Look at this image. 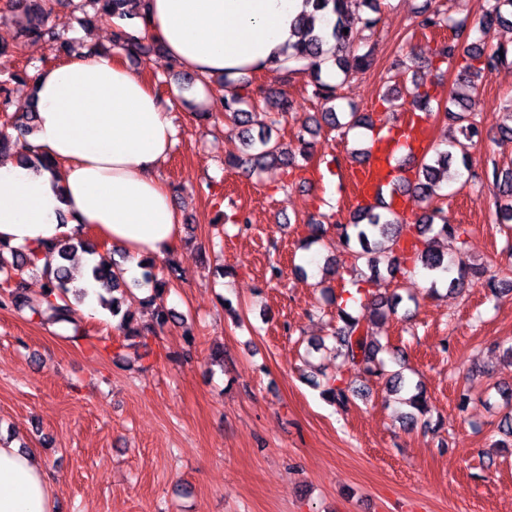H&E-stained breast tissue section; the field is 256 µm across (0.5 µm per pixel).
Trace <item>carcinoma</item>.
I'll return each instance as SVG.
<instances>
[{"mask_svg":"<svg viewBox=\"0 0 512 512\" xmlns=\"http://www.w3.org/2000/svg\"><path fill=\"white\" fill-rule=\"evenodd\" d=\"M135 0H79V8L91 7L95 12L110 19L114 16L126 15L125 7ZM316 12L330 13L335 17L328 30L316 29L312 15H303L296 20L295 32L297 40L291 45L288 57L281 61L271 62L270 70L282 71L286 74L301 68L309 72L316 98L328 104L327 111L322 113L324 123L338 131L342 140L355 129H371L374 119L371 114L350 109L345 116L338 117L332 103L337 100L336 86L325 81L322 76L321 63L332 60L336 71L347 77L355 72L363 71L372 64V50L359 54L354 46L360 42L364 31L374 30L380 23L377 0H364L369 12L352 15L348 10V0H306ZM13 9L21 14V25L18 32L17 48L24 47L30 41L47 39L55 42L57 38L47 27L48 16L52 10L49 0H12ZM512 14V0H493L490 9L482 20L484 34H489L494 26L503 23V12ZM425 30L450 28L455 38L443 42L436 50V57L441 61H452L463 56L465 64L461 66L459 80L466 83L472 90L478 87L500 66L509 62V49L500 46L491 53L485 54L484 49L472 43L462 46V26L451 23L449 17L436 11L424 16L419 22ZM348 32H343V29ZM59 42V41H57ZM115 42L130 55H143L150 48L141 42V38L128 34L115 33ZM74 47L65 41L59 42L58 52L69 56ZM214 83L222 88L231 87L234 93L221 97L224 116L210 112L199 113V118L213 125L220 120L227 121L232 129L238 132L245 146L246 158L228 155L224 159L227 168H243L248 172L264 170L269 166L290 167L295 153L288 144L273 136V131L282 122L288 120V113L294 111L295 104L283 94H275L263 86H252V82L229 80L221 76ZM403 111L428 113L431 111L433 96L426 82L412 74L410 83H402L400 96ZM8 90L0 84V111L4 114V122L17 129L21 135L30 132V122L37 112V100L31 99L29 109L25 113V122L21 123L17 116L8 111ZM476 106L473 99L461 97L457 93L448 94L443 104L446 114L460 122L463 140L457 141L461 152L462 164H468L465 151L466 144L480 135L471 114ZM321 130V124L310 126L309 120L302 121L296 133V141L302 156L308 157L313 142L306 139ZM10 150L16 152L19 161L32 165L36 163L32 147L25 141H12L0 135V154ZM453 160V152L437 148L425 149L420 157L414 179L409 181L402 177L399 186L412 188V199L428 204L423 213L415 216L410 223L394 209V202L385 199L383 191H378L374 202L359 204L354 210L350 223L335 224V249L343 259L332 255L325 259L323 274L344 280L341 292L348 288L356 289L359 295L360 312L349 313L337 304V296L332 289H324L326 300L336 304L338 325L332 338L342 359L343 369L333 375L325 376L322 383V395L340 407L346 406L350 397L359 394L353 386L352 374H363L368 377L386 379L385 386L393 392L411 388V382L401 370L388 372L385 363L378 358L383 346L369 331L371 325L386 318L401 302L402 297L394 292L390 295L375 291L381 280L396 279L397 275L417 267L426 271L431 277V288H436L437 275L448 271V260L437 248L440 238H454L460 245H466L467 228L462 224L448 223V215L440 207H431L429 203L439 196L441 184L449 179L448 169ZM493 180L499 182V192L504 203L500 210L504 221H512V176L500 179L497 171H492ZM306 237L303 247L309 248L324 240L327 233L324 221L310 218L305 224ZM81 250L94 258L90 264V275L100 288L110 294V298L101 302L117 319L115 329L121 334L120 347H147L146 338L164 329L176 319L175 313L165 304L166 289L170 285V277L176 275V268L168 266V276L158 277L154 272L156 261H150L144 271V280L151 285V294L142 299V304L152 308L153 323L139 326L134 322L129 311L122 310V298L114 293H123V280L119 263L111 258V251H98V244L84 235L56 240L50 244L33 248L27 252L6 249L0 243V273L5 275L3 291L0 292V309L26 310L30 316L51 325L67 323L71 325L69 339L73 342L89 339L88 332L74 318V310L70 297L84 298L82 288L74 285L67 262L75 251ZM25 270H36L42 273L45 282L40 296L34 298L28 294L27 283L23 276ZM483 270L474 266L462 265L458 276L449 281V287L461 291L468 284L469 278H478ZM412 411L405 416V423L415 425L418 416L428 411L427 401L422 392H417L405 399Z\"/></svg>","mask_w":512,"mask_h":512,"instance_id":"cac0c4a2","label":"carcinoma"}]
</instances>
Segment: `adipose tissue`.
I'll use <instances>...</instances> for the list:
<instances>
[{
	"label": "adipose tissue",
	"instance_id": "ef3b65f1",
	"mask_svg": "<svg viewBox=\"0 0 512 512\" xmlns=\"http://www.w3.org/2000/svg\"><path fill=\"white\" fill-rule=\"evenodd\" d=\"M305 0H143L115 30L149 37L202 77L267 69L284 59ZM38 102L30 142L55 169L0 160V242L13 248L76 235L83 226L123 252V276L179 243L172 193L159 169L176 128L142 78L110 55H75L33 74ZM0 512H54L50 476L0 438Z\"/></svg>",
	"mask_w": 512,
	"mask_h": 512
}]
</instances>
